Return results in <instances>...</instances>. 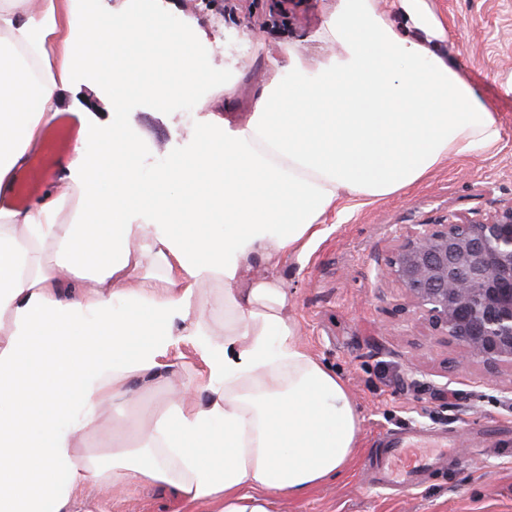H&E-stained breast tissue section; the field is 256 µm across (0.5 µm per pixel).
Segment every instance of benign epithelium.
I'll use <instances>...</instances> for the list:
<instances>
[{"mask_svg": "<svg viewBox=\"0 0 512 512\" xmlns=\"http://www.w3.org/2000/svg\"><path fill=\"white\" fill-rule=\"evenodd\" d=\"M384 275L437 335L459 346V368L512 370V202L410 231Z\"/></svg>", "mask_w": 512, "mask_h": 512, "instance_id": "7a95c632", "label": "benign epithelium"}]
</instances>
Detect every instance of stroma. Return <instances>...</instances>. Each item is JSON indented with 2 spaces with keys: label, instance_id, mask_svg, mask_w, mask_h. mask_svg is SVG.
I'll use <instances>...</instances> for the list:
<instances>
[{
  "label": "stroma",
  "instance_id": "1",
  "mask_svg": "<svg viewBox=\"0 0 512 512\" xmlns=\"http://www.w3.org/2000/svg\"><path fill=\"white\" fill-rule=\"evenodd\" d=\"M431 2L448 31L440 53L496 110L501 137L491 148L449 156L394 194L349 199L302 255L255 265L254 276L272 267L283 279L288 317L304 347L343 379L360 421L347 470L306 495L274 496L272 512H512V371L492 375L479 363L458 369V346L434 336L407 308L398 283L378 276L415 225L479 217L512 202V0ZM334 5L289 0L277 13L271 0H157V12L207 30L208 73L200 94L208 96L216 82L229 85L215 105L242 125L270 80L264 48L303 44ZM203 117L188 105L131 98L124 118L139 144L141 168L184 153ZM165 408L161 385L143 392L134 406L105 407L86 445L105 454L126 446L135 432L124 421L145 425ZM403 429L447 433L456 453L419 488L376 487L374 456ZM99 501L106 512H183L164 484L131 495L116 490Z\"/></svg>",
  "mask_w": 512,
  "mask_h": 512
}]
</instances>
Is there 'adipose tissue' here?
Listing matches in <instances>:
<instances>
[{"mask_svg":"<svg viewBox=\"0 0 512 512\" xmlns=\"http://www.w3.org/2000/svg\"><path fill=\"white\" fill-rule=\"evenodd\" d=\"M375 2L336 0L312 55L266 51L245 126L208 114L188 152L146 174L126 102L195 105L206 30L148 0H0V512H86L87 486L152 483L189 510L271 512L346 468L360 430L346 386L298 341L281 277L251 267L302 254L345 198L391 194L501 134L439 53L429 0ZM78 84L102 90L110 120L63 107ZM64 118L77 135L58 174L15 204ZM214 280L233 315L220 343L199 302ZM185 347L202 367L171 382ZM162 383L170 407L141 444L84 458L106 405ZM23 413L38 438L11 430Z\"/></svg>","mask_w":512,"mask_h":512,"instance_id":"ef3b65f1","label":"adipose tissue"}]
</instances>
